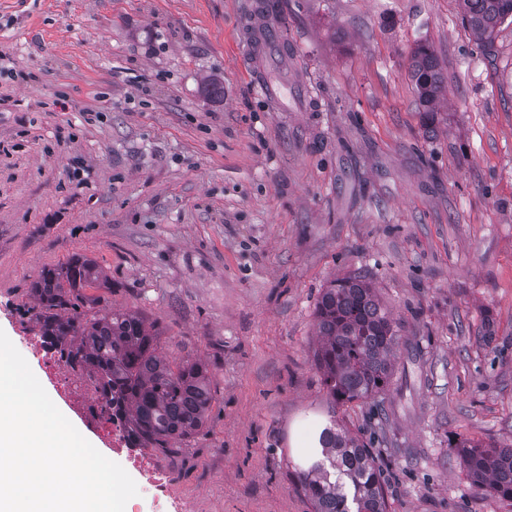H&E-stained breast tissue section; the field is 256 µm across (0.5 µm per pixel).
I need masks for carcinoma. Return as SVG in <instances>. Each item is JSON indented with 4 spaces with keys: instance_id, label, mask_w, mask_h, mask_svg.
Here are the masks:
<instances>
[{
    "instance_id": "1",
    "label": "carcinoma",
    "mask_w": 512,
    "mask_h": 512,
    "mask_svg": "<svg viewBox=\"0 0 512 512\" xmlns=\"http://www.w3.org/2000/svg\"><path fill=\"white\" fill-rule=\"evenodd\" d=\"M462 20L480 41L512 21V0H460ZM410 75L422 112L436 117L446 92L435 52L418 46ZM109 288L99 266L74 254L64 264L44 269L33 282L34 304L26 310L41 335L70 344V359L104 381L110 409L126 412L129 437L141 450L180 448L204 427L214 399L208 366L188 361L178 369L159 353L157 325L135 312H114L84 293ZM319 344L315 363L329 398V418L317 426L311 454L298 468V484L312 512H387V498L373 449L340 426L336 407L352 402L380 407L393 376L397 323L362 275L335 279L315 308ZM472 485L512 500V448L495 443L459 444Z\"/></svg>"
}]
</instances>
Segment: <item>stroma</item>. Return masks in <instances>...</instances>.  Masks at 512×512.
Segmentation results:
<instances>
[{
	"instance_id": "stroma-1",
	"label": "stroma",
	"mask_w": 512,
	"mask_h": 512,
	"mask_svg": "<svg viewBox=\"0 0 512 512\" xmlns=\"http://www.w3.org/2000/svg\"><path fill=\"white\" fill-rule=\"evenodd\" d=\"M260 2L0 0V330L24 350L31 281L95 260L103 306L209 367L203 430L158 457L189 512H310L315 304L368 274L400 326L387 417L337 415L373 441L388 512H512L456 447H512V24L484 50L458 0H275L288 50L254 70ZM422 44L448 79L432 124ZM409 69L421 112L435 119L438 101L446 92L443 68L435 52L419 45L410 57Z\"/></svg>"
}]
</instances>
